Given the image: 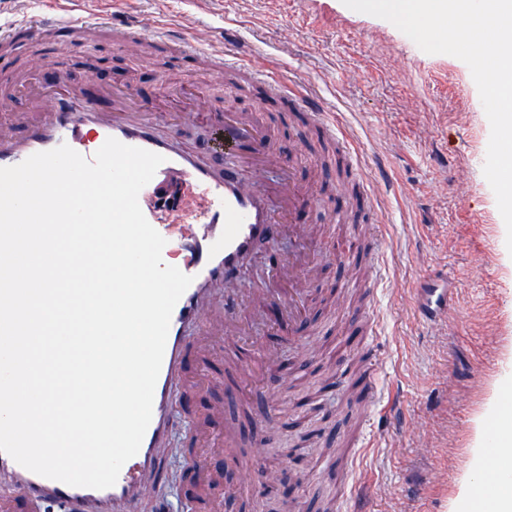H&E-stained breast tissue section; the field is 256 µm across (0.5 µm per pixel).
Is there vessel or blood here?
<instances>
[{
  "mask_svg": "<svg viewBox=\"0 0 512 512\" xmlns=\"http://www.w3.org/2000/svg\"><path fill=\"white\" fill-rule=\"evenodd\" d=\"M81 26H98L124 35H138V17L113 11L104 17L50 13L43 17L0 24V47L45 34L66 35ZM257 86L290 111L302 112L319 132L335 138L336 123L306 95L283 83L255 75ZM36 111L10 115L0 125V167L14 166L29 156L68 145L85 159H93L107 138L163 156L152 180L138 196L148 222L164 237V262L175 263L193 281L176 303L156 383L152 419L139 452L122 467L116 484L107 489L73 487L37 475L0 452V512H35L47 501L88 504L93 512H137L138 502L159 493L148 474L159 471V448L175 423L178 389L196 383L184 369L188 352L211 347L219 329L209 320L214 310L225 319L241 309L264 315L277 305L282 322L296 326L301 290L297 273L308 265L302 255H278L275 274L280 288H240L243 271L260 247L283 235L302 236L303 217L313 204L294 170L275 159L266 132L239 115L215 114L210 118L215 152L231 156L229 166L217 168L196 152L182 147L175 136L157 134L154 107L138 103L128 92L111 91L89 83L75 88L61 83L40 86L27 83ZM453 307L448 278L427 275L417 304L426 324L447 315Z\"/></svg>",
  "mask_w": 512,
  "mask_h": 512,
  "instance_id": "obj_1",
  "label": "vessel or blood"
}]
</instances>
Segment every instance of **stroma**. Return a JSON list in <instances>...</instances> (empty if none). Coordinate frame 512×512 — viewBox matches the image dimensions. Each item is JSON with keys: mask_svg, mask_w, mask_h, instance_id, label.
Listing matches in <instances>:
<instances>
[{"mask_svg": "<svg viewBox=\"0 0 512 512\" xmlns=\"http://www.w3.org/2000/svg\"><path fill=\"white\" fill-rule=\"evenodd\" d=\"M144 27L182 25L191 51L149 36L116 37L82 28L46 41L17 43L0 59V101L25 109L14 85L34 63L82 86L83 64L97 76L167 101L193 87L216 112L232 111L235 89L211 45L241 49L252 68L306 90L336 115L352 141L377 213L362 232L337 223L336 184L320 161L326 144L302 118L247 96L250 115L269 132L318 200L305 221L325 255L308 274L296 335L276 324L259 334L219 338L190 357L206 378L179 409L216 426L202 460L215 474L196 512H448L467 472L476 420L512 375V254L483 174L490 124L469 67L423 52L392 23L342 0H123ZM381 242V283L334 254L355 239ZM448 275L454 309L419 321L422 276ZM377 387L338 384L333 351ZM269 405L275 422L256 439L248 408ZM175 429L158 474L164 503L139 512H183V460L198 452ZM255 464L258 482H240Z\"/></svg>", "mask_w": 512, "mask_h": 512, "instance_id": "1", "label": "stroma"}]
</instances>
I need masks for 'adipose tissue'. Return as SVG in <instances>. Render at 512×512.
<instances>
[{
	"label": "adipose tissue",
	"instance_id": "obj_1",
	"mask_svg": "<svg viewBox=\"0 0 512 512\" xmlns=\"http://www.w3.org/2000/svg\"><path fill=\"white\" fill-rule=\"evenodd\" d=\"M491 424H478L468 478L449 512H512V471L501 469L512 458V406L490 400Z\"/></svg>",
	"mask_w": 512,
	"mask_h": 512
}]
</instances>
